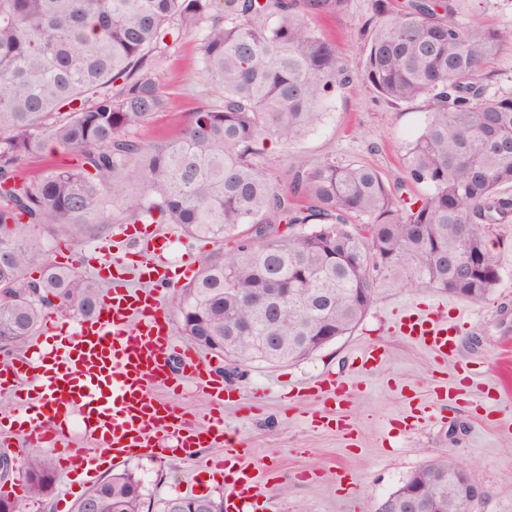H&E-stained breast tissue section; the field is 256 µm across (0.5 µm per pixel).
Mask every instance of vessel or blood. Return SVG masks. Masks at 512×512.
Segmentation results:
<instances>
[{
	"label": "vessel or blood",
	"mask_w": 512,
	"mask_h": 512,
	"mask_svg": "<svg viewBox=\"0 0 512 512\" xmlns=\"http://www.w3.org/2000/svg\"><path fill=\"white\" fill-rule=\"evenodd\" d=\"M119 240L135 242L138 262L100 249L95 273L105 286L96 316L81 319L77 331L49 319L51 340L0 359V395L26 404L25 415L0 414V443L21 438L29 448H48L61 468L93 483L103 465L147 453L200 462L224 480V512H257L261 496L254 469L236 433L224 426L223 408L241 403L218 364L178 340L162 302L176 278H189L193 262L174 266L164 235L146 225L120 224ZM140 285H129L130 275ZM466 316L447 319L443 309L418 307L396 324L398 333L422 344L441 360L454 356ZM191 380L209 396L206 420L189 417L171 401L154 395L156 386L178 391ZM300 392L324 396L336 417L312 415L313 427L347 435L351 425L341 409L347 381L330 375L302 382ZM204 448L218 449L202 458Z\"/></svg>",
	"instance_id": "1"
}]
</instances>
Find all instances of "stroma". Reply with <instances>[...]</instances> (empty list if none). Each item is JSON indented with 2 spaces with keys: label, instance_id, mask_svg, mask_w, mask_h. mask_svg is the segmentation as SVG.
<instances>
[{
  "label": "stroma",
  "instance_id": "stroma-1",
  "mask_svg": "<svg viewBox=\"0 0 512 512\" xmlns=\"http://www.w3.org/2000/svg\"><path fill=\"white\" fill-rule=\"evenodd\" d=\"M463 22L503 32L505 40L491 60L490 92L512 91V0H461ZM371 0H344L342 6L311 14L312 25L359 70L365 43L364 23ZM198 37L190 34L153 55L152 72L175 107L156 123L136 128L144 140L176 134L190 112L214 104L217 95L198 78ZM325 115L299 141L283 145L258 141V160L270 177L288 185L300 166L328 158L367 163L386 175L400 173L406 146L424 127L425 99L391 102L366 81L357 79L337 90ZM491 243L499 258L500 279L484 302H472L435 289L383 288L355 331L303 361L281 366L255 364L245 375L228 378L240 392L243 406L224 410V422L241 439L257 467L273 466L262 483L260 502L267 512H340L336 476L348 473L353 512H374L415 469L442 454L465 463L485 490L480 512H512V349L501 342L512 334V223L495 225ZM417 303L466 308L473 317L463 328L458 360L436 363L422 347L408 343L392 328L403 306ZM375 345L386 356L377 373L354 383L345 406L352 438L316 429L307 418L322 407L312 396L281 399L267 387L275 378L284 385L323 372L350 378L359 349ZM473 373L458 400L438 404L442 388L457 381L456 365ZM427 411L413 431H404L406 416ZM125 470L142 481L151 500L182 496L195 474L194 464L180 458L131 457ZM48 501L23 499V512H70L76 498V477L55 470Z\"/></svg>",
  "mask_w": 512,
  "mask_h": 512
}]
</instances>
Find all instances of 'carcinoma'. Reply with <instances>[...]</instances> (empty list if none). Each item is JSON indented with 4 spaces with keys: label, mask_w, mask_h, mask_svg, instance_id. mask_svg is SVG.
Listing matches in <instances>:
<instances>
[{
    "label": "carcinoma",
    "mask_w": 512,
    "mask_h": 512,
    "mask_svg": "<svg viewBox=\"0 0 512 512\" xmlns=\"http://www.w3.org/2000/svg\"><path fill=\"white\" fill-rule=\"evenodd\" d=\"M342 0H0V350L18 348L52 309L82 318L101 286L55 262L50 240L80 243L109 224H178L193 237L238 239L178 289L180 333L241 375L253 363L301 361L317 336H349L381 288L412 286L483 302L499 281L489 245L512 222V92L487 93L484 65L503 35L459 20L460 0H373L361 70L352 71L308 14ZM203 31L199 78L216 104L180 134L145 141L132 129L174 100L148 72L151 53ZM384 98H426V125L403 175L327 159L281 188L254 144L288 145L356 78ZM119 84L117 92L112 86ZM76 163L40 175L26 161L48 146ZM410 185L426 188L406 196ZM286 224L291 232H279ZM39 277H31L33 266ZM29 497L54 475L36 453L21 461ZM470 473L445 454L415 470L431 512H459ZM70 512H171L147 501L126 470ZM180 512H224V498L185 496Z\"/></svg>",
    "instance_id": "1"
}]
</instances>
